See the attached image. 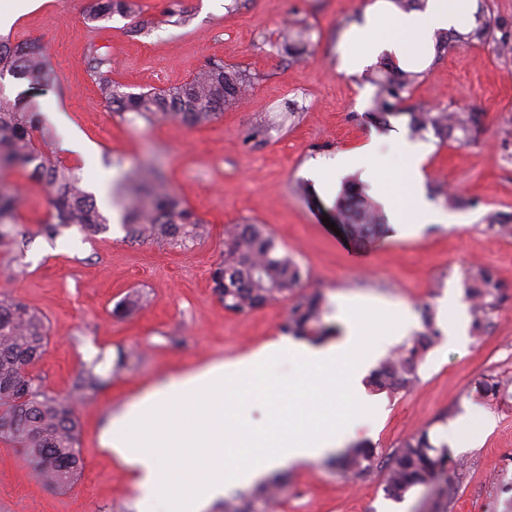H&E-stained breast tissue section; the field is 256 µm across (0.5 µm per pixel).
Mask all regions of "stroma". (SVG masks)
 <instances>
[{
	"instance_id": "35a3bbf8",
	"label": "stroma",
	"mask_w": 512,
	"mask_h": 512,
	"mask_svg": "<svg viewBox=\"0 0 512 512\" xmlns=\"http://www.w3.org/2000/svg\"><path fill=\"white\" fill-rule=\"evenodd\" d=\"M367 2L179 0L193 17L189 26L162 24L133 38L127 34L131 18L89 22L91 0H36L33 9L0 26V37L45 48L53 80L32 91V101L42 127L53 135L51 151L76 168L105 216L118 212L110 199L119 175L116 160L129 166L152 158L167 188L210 227L207 238L186 249L131 241L113 220L104 232L74 227L51 244L38 234L49 217L45 187L5 172L27 202L29 218L17 229L34 239L21 263L11 247H0V294L19 298L47 319L48 341L36 374L57 397L73 393L89 366L105 385L76 406L83 468L70 488H45L20 453L0 440V512H137L131 470L98 443L107 412L159 380L235 360L283 336L289 301L239 314L226 310L213 292L224 227L245 222L265 225L279 250L293 256L304 291L322 294L324 320L340 330L345 324L339 301L345 296L406 307L416 337L429 318L444 328V299L451 292L466 298L476 269L487 270L499 287L498 306L481 338L455 344L441 337L410 391L380 393L378 415L354 417L341 447L376 448L371 471L346 478L323 458L284 469L288 492L278 512H382L390 503L382 489L389 454L423 430L437 445L456 439L451 423L469 404L481 407L493 425L476 443L451 449L448 512H512V387L494 396L484 390L489 377H512V234L488 228L494 216L512 225V54L500 53L491 40L433 49L418 66L419 82L386 124H375V85L337 70L344 23ZM290 22L310 32L305 62H292L279 49V31ZM92 41L108 47L113 78L130 86L165 89L220 59L244 71L253 89L243 104L202 127L123 120L101 101L86 73ZM446 107L479 114L471 140H445L431 130L412 135L411 113ZM57 111L67 123L51 120ZM76 130L93 148L87 157L69 148ZM411 138L428 149L427 198L459 216V223L426 224L411 237L393 229L364 245L327 227L324 213L347 180L365 184L374 200L391 189L388 174L400 164L397 142ZM368 142L377 151L380 175L336 168L339 158ZM314 165L335 168L336 174L327 184L316 183L309 175ZM305 186L317 202L303 197ZM134 289L146 303L117 319L115 304ZM123 354L132 364L112 376Z\"/></svg>"
}]
</instances>
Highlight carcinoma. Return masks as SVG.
I'll return each mask as SVG.
<instances>
[{"instance_id":"1","label":"carcinoma","mask_w":512,"mask_h":512,"mask_svg":"<svg viewBox=\"0 0 512 512\" xmlns=\"http://www.w3.org/2000/svg\"><path fill=\"white\" fill-rule=\"evenodd\" d=\"M131 8V0H92L89 21L124 15ZM490 31L491 25L485 23L465 33H441L438 38L441 42L481 41ZM280 46L286 55L301 59L307 54L309 41L305 31L290 29L283 35ZM86 71L96 82L99 97L113 107V112L122 118L132 113L149 125L168 120L188 126L211 122L220 118L224 109L237 103L251 87L250 79L239 70L213 60L186 82L166 90L133 92L128 85L112 79V57L94 41L87 48ZM375 73L374 111L381 115L394 110L402 102L403 93L421 76L419 72L405 71L389 63L381 64ZM7 75L41 84L51 81L46 54L26 41L0 40V79ZM27 102L23 93L13 100L0 94V172L25 171L48 187L50 218L38 234L52 241L73 226L89 232L107 229L108 219L76 170L54 161L36 147L35 133L39 126ZM477 124L475 112L410 113V128L418 134L429 129L443 137L456 130L466 134ZM116 166L122 168L116 193L128 238L185 247L206 234L203 221L166 188L159 169L146 164L125 169L120 160ZM21 207L17 189L0 181V244L10 239L18 257L24 255L31 243L27 234H21L18 239L10 231L18 224ZM331 216L357 239H373L386 226L383 213L356 181L343 187ZM212 282L228 311L247 313L268 301L293 296L295 300L282 325L284 333L321 341L333 331L324 323L327 308L323 296L317 292L299 293L302 283L299 265L290 255L278 250L274 237L263 224H234L226 230L224 258L213 271ZM497 291L489 273L479 270L471 274L467 292L473 301L472 326L478 333L486 326L489 310L496 306ZM140 301L139 293H130L115 306L112 314L126 318ZM427 326V332L379 363L370 377L372 386L398 393L417 382L420 364L440 339L432 320H427ZM47 336V325L39 312L16 298L0 296V440L22 452L43 486L64 490L82 469L76 448L78 424L74 400H81L86 392L101 387L103 379L91 366L84 370L76 385L75 398H59L45 392L34 369ZM375 456L374 448H353L336 459V467L345 476H361L370 470ZM448 460V447L434 446L428 432L406 438L387 459L383 478L385 496L398 501L414 487L438 481L446 475ZM286 490L285 482L275 476L252 491L249 507L226 501L224 512H268L270 503Z\"/></svg>"}]
</instances>
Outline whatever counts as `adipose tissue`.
Masks as SVG:
<instances>
[{
    "label": "adipose tissue",
    "mask_w": 512,
    "mask_h": 512,
    "mask_svg": "<svg viewBox=\"0 0 512 512\" xmlns=\"http://www.w3.org/2000/svg\"><path fill=\"white\" fill-rule=\"evenodd\" d=\"M468 3L424 0L394 13L389 0H374L340 48V71L359 73L383 52L408 61L435 31L460 28ZM398 152L403 165L382 198L398 232H414L427 214L456 223V216L431 212L425 199V149L404 141ZM368 333V325L350 321L335 343L275 342L161 380L124 411L107 414L99 445L132 470L140 512H209L226 485L246 488L276 469L321 458L336 450L340 429L358 412L374 413L362 386L373 354ZM261 397L268 400L262 425L249 414Z\"/></svg>",
    "instance_id": "1"
}]
</instances>
